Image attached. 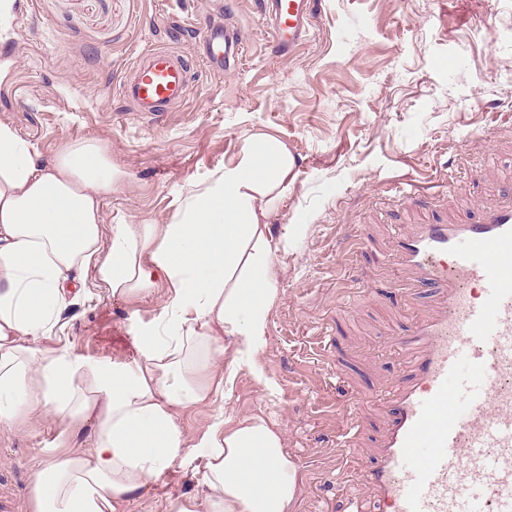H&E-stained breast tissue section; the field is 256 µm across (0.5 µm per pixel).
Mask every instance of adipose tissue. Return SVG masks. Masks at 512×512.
Listing matches in <instances>:
<instances>
[{"mask_svg": "<svg viewBox=\"0 0 512 512\" xmlns=\"http://www.w3.org/2000/svg\"><path fill=\"white\" fill-rule=\"evenodd\" d=\"M293 168L280 142L251 141L233 168L190 185L170 223L108 226L115 174L101 142L48 162L0 124V427L35 414L64 433L96 427L91 447L37 472L34 512H126L175 466L197 489L168 512H291L296 467L273 421L219 410L190 434L177 415L215 403L266 342L277 293L265 201ZM90 269L115 297L166 290L157 316L131 325L133 362L91 364L52 345Z\"/></svg>", "mask_w": 512, "mask_h": 512, "instance_id": "1", "label": "adipose tissue"}]
</instances>
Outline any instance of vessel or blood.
<instances>
[{"mask_svg": "<svg viewBox=\"0 0 512 512\" xmlns=\"http://www.w3.org/2000/svg\"><path fill=\"white\" fill-rule=\"evenodd\" d=\"M321 0H261L259 12L282 52L306 40ZM208 68L232 71L244 53L235 27L203 34ZM137 112H165L190 93L176 52L142 54L122 83ZM394 255L417 288L445 298L410 334L415 375L394 386L395 416L380 463L367 474L380 512H512V191L478 220L418 225Z\"/></svg>", "mask_w": 512, "mask_h": 512, "instance_id": "b4317fda", "label": "vessel or blood"}]
</instances>
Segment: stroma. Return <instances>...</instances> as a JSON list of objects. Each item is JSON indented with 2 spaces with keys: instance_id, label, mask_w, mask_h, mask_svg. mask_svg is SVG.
<instances>
[{
  "instance_id": "obj_1",
  "label": "stroma",
  "mask_w": 512,
  "mask_h": 512,
  "mask_svg": "<svg viewBox=\"0 0 512 512\" xmlns=\"http://www.w3.org/2000/svg\"><path fill=\"white\" fill-rule=\"evenodd\" d=\"M260 0H15L0 35V123L43 159L83 139L102 142L120 179L103 200L109 224H166L189 185L234 166L248 140L272 138L295 157L269 222L277 290L267 342L241 367L224 406L233 421L263 412L296 466L295 512H378L364 471L380 456L395 382L414 362L399 336L438 296L402 290L393 238L457 214L512 184V0H322L311 39L275 53ZM230 20L238 69L207 71L202 32ZM192 66L180 107L132 111L121 83L148 48ZM415 189L421 207L402 197ZM164 288L131 299L88 278L59 345L91 361L136 356L131 319L151 321ZM359 425L336 454L342 413ZM90 422L68 437L44 418L0 428V486L33 512L47 453L88 447ZM196 489L175 470L128 512H167Z\"/></svg>"
}]
</instances>
